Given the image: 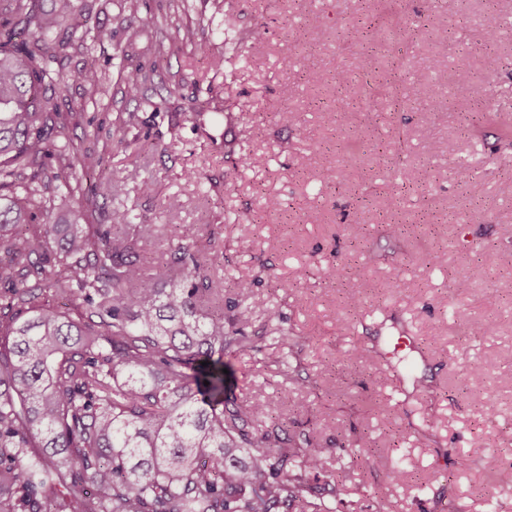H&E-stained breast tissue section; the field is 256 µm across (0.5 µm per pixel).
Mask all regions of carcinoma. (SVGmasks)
<instances>
[{"mask_svg": "<svg viewBox=\"0 0 512 512\" xmlns=\"http://www.w3.org/2000/svg\"><path fill=\"white\" fill-rule=\"evenodd\" d=\"M0 1L29 35L17 47L15 31H0V512H336L311 484L323 476L339 492L324 449L283 447L277 429L249 424L261 405L226 395L224 355L252 348L244 327L262 302L239 281L213 306L200 225H176L170 259L148 274L131 257L150 239L128 213L109 226L50 223L56 198L81 189L78 173L92 179L88 211L114 193L98 175L103 155L66 137L78 113L64 118L42 95L60 79L57 26L81 42L103 33L75 0H55L50 15ZM371 28L407 33L380 17ZM248 63L235 51L212 67L228 77ZM80 78L98 86L95 58ZM49 293L91 312H61ZM342 452L382 461L369 440Z\"/></svg>", "mask_w": 512, "mask_h": 512, "instance_id": "obj_1", "label": "carcinoma"}]
</instances>
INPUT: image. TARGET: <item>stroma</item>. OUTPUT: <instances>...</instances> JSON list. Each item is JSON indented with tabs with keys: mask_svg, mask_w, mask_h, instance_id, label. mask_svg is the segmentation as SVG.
<instances>
[{
	"mask_svg": "<svg viewBox=\"0 0 512 512\" xmlns=\"http://www.w3.org/2000/svg\"><path fill=\"white\" fill-rule=\"evenodd\" d=\"M76 4L104 37L67 49L51 94L61 112H80L69 137L103 153L120 186L93 221L125 210L135 224L202 225L200 247L225 258L214 270L225 298L235 279L253 281L267 310L249 328L256 350L229 359L230 392L288 417L261 414L255 425L280 427L288 448H325L332 471L338 448L361 436L384 448L385 464L348 470L338 512H374L377 494L392 512H488L491 496L512 512V145L499 139L512 126V0H403L408 40L370 47L379 79L397 62L409 84L435 59L448 82L438 99L397 110L382 94L363 101L361 84L342 94L334 82L359 75L369 49L340 33L369 25L388 0ZM146 13L157 26L141 27ZM185 28L194 42L178 37ZM235 47L250 67L214 74L212 57ZM89 56L102 77L93 97L79 78ZM131 68L143 77L134 97ZM243 155L259 165L241 167ZM463 162L467 184L454 175ZM418 167L426 179L410 184ZM146 177L149 193L139 190ZM269 197L281 210H265ZM477 209L483 221L471 220ZM336 268L342 279L329 277ZM271 319L298 352L283 355L266 335ZM489 321L490 333L468 335ZM402 336L411 347L398 348ZM485 362L490 415L468 397ZM491 455L500 464L490 476Z\"/></svg>",
	"mask_w": 512,
	"mask_h": 512,
	"instance_id": "35a3bbf8",
	"label": "stroma"
}]
</instances>
